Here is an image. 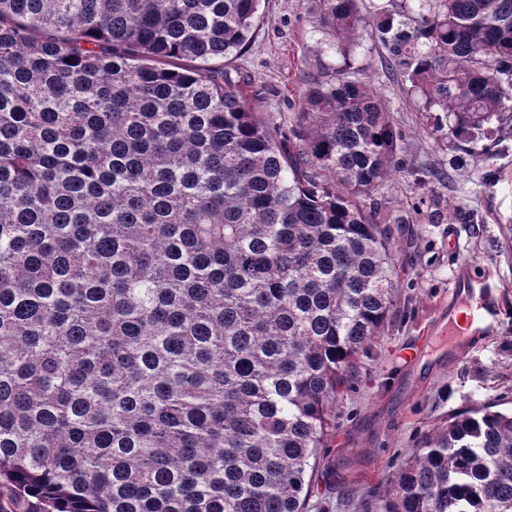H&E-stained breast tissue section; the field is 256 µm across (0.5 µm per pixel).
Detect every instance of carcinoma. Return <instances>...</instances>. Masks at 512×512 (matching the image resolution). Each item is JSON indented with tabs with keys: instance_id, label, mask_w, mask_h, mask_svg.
<instances>
[{
	"instance_id": "obj_1",
	"label": "carcinoma",
	"mask_w": 512,
	"mask_h": 512,
	"mask_svg": "<svg viewBox=\"0 0 512 512\" xmlns=\"http://www.w3.org/2000/svg\"><path fill=\"white\" fill-rule=\"evenodd\" d=\"M258 2L0 0V512H308L392 307L361 198L399 133L350 65L275 131L224 71ZM360 3L318 22L348 54L372 23L433 131L491 157L512 0ZM375 509L512 512V411L448 416Z\"/></svg>"
}]
</instances>
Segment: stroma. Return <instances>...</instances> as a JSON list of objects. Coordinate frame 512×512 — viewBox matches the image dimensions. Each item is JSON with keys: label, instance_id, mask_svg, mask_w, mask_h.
<instances>
[{"label": "stroma", "instance_id": "obj_1", "mask_svg": "<svg viewBox=\"0 0 512 512\" xmlns=\"http://www.w3.org/2000/svg\"><path fill=\"white\" fill-rule=\"evenodd\" d=\"M340 48L311 0H262L250 44L224 61L284 132L306 85L332 81L351 63L372 77L401 134L400 175L364 201L390 231L398 286L384 333L358 356L357 380L333 405L336 428L308 512H366L411 448L449 415L512 408V136L500 137L491 159L456 160L447 140L431 133L400 71L385 68L387 51L375 37L364 35L347 60ZM429 167L448 169L449 181H416L415 172ZM470 280L485 284L498 311L491 333L459 357L448 340V302L469 301Z\"/></svg>", "mask_w": 512, "mask_h": 512}]
</instances>
